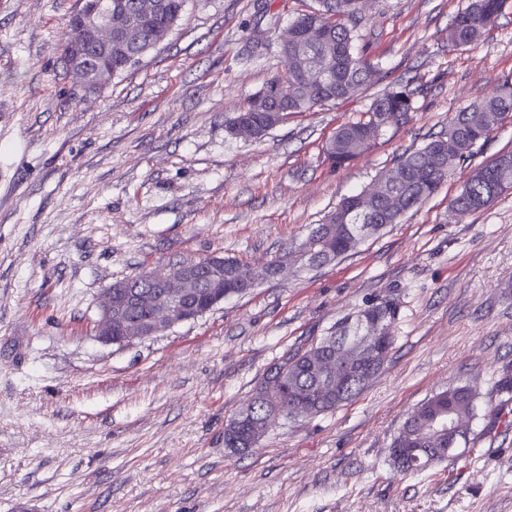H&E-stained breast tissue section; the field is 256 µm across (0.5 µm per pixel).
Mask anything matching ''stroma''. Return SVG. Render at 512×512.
<instances>
[{
    "label": "stroma",
    "mask_w": 512,
    "mask_h": 512,
    "mask_svg": "<svg viewBox=\"0 0 512 512\" xmlns=\"http://www.w3.org/2000/svg\"><path fill=\"white\" fill-rule=\"evenodd\" d=\"M465 3L368 0L357 48L378 82L244 139L226 119L283 73L279 36L316 0H188L97 91L60 59L79 0H0V512H512V403L488 397L512 364V192L450 208L512 151V116L347 256L144 339L95 332L116 280L208 256L262 268L512 78V6L459 48L448 26ZM401 84L416 91L408 120L333 164L336 128ZM385 294L395 345L359 398L280 419L250 451L225 447L273 364ZM464 384L481 394L470 444L397 473L389 448L408 415Z\"/></svg>",
    "instance_id": "35a3bbf8"
}]
</instances>
